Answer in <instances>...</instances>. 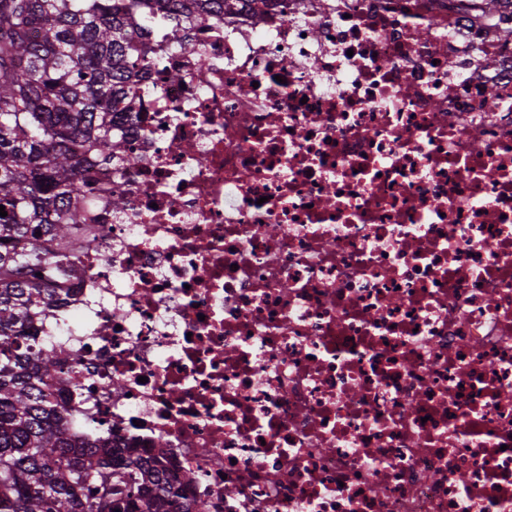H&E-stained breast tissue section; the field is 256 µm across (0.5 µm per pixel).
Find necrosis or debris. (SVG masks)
Segmentation results:
<instances>
[{
  "instance_id": "4bbe7bcc",
  "label": "necrosis or debris",
  "mask_w": 512,
  "mask_h": 512,
  "mask_svg": "<svg viewBox=\"0 0 512 512\" xmlns=\"http://www.w3.org/2000/svg\"><path fill=\"white\" fill-rule=\"evenodd\" d=\"M479 9L158 32L115 118L137 163L86 170V274L36 325L77 434L191 473L206 512H512V42Z\"/></svg>"
}]
</instances>
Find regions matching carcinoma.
<instances>
[{
  "label": "carcinoma",
  "instance_id": "1",
  "mask_svg": "<svg viewBox=\"0 0 512 512\" xmlns=\"http://www.w3.org/2000/svg\"><path fill=\"white\" fill-rule=\"evenodd\" d=\"M229 0H0V512H203L176 506L166 466L134 448L76 438L48 382L63 349L34 334L84 275L83 171L123 157L114 115L157 59L154 28Z\"/></svg>",
  "mask_w": 512,
  "mask_h": 512
}]
</instances>
